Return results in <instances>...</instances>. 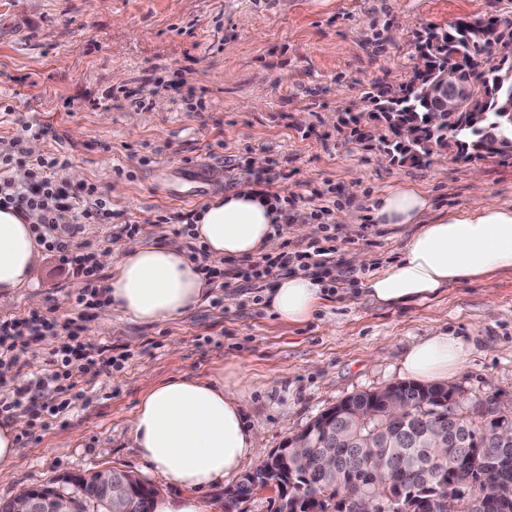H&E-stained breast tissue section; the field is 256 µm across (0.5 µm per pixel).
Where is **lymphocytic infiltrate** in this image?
<instances>
[{"label":"lymphocytic infiltrate","mask_w":512,"mask_h":512,"mask_svg":"<svg viewBox=\"0 0 512 512\" xmlns=\"http://www.w3.org/2000/svg\"><path fill=\"white\" fill-rule=\"evenodd\" d=\"M49 132L46 126L35 128L27 125L21 134L0 147V207H12L36 215V229L47 255L59 258L68 272L80 279L83 285L75 298L76 306H97L104 302L105 288L101 283L100 270L91 254L86 253L80 236L86 225L100 223L110 214L109 200L92 188L78 196L68 195L63 187V173L69 168L70 159L62 152L38 158L33 173L28 174L25 182H15L11 176L12 168L24 163L28 155L27 136L44 137ZM313 267L319 268L321 276H329L336 268L333 250L311 244L303 250L285 252L275 258L256 257L244 269H228L219 273L211 269L207 275L251 281L275 272L285 275ZM56 325V319L38 314L0 320V364L25 366L26 349L38 337L53 335ZM114 363L112 346L107 341L90 352L67 345L51 349L44 369L34 373L29 381L16 384L0 398V412L26 413L38 401L51 412H58L59 407L53 402L55 396L67 394L72 400H79L83 377L92 371H109Z\"/></svg>","instance_id":"obj_1"}]
</instances>
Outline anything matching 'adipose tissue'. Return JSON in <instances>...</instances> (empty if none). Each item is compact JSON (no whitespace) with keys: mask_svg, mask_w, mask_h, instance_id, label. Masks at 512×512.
Instances as JSON below:
<instances>
[{"mask_svg":"<svg viewBox=\"0 0 512 512\" xmlns=\"http://www.w3.org/2000/svg\"><path fill=\"white\" fill-rule=\"evenodd\" d=\"M376 223L414 225L398 259L369 276L365 296L384 306L425 302L451 285L512 271V207L484 203L436 210L431 193L399 183L378 192ZM35 216L0 209V294L28 287L42 247ZM209 257L243 258L279 248L287 228L273 194L244 185L212 196L193 215ZM111 266L106 297L112 311L142 323L174 320L208 292L198 265L178 248L156 243L150 227L101 254ZM323 284L298 272L279 277L265 301L288 324L308 321L322 302ZM471 353L465 337L441 328L413 341L401 366L425 383L460 373ZM248 399L240 381L206 374L179 376L148 389L127 425L148 473L173 480L180 495H159L153 512H211L210 489L259 455L257 435L245 423Z\"/></svg>","mask_w":512,"mask_h":512,"instance_id":"obj_1","label":"adipose tissue"}]
</instances>
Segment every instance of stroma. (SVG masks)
I'll return each mask as SVG.
<instances>
[{"label": "stroma", "mask_w": 512, "mask_h": 512, "mask_svg": "<svg viewBox=\"0 0 512 512\" xmlns=\"http://www.w3.org/2000/svg\"><path fill=\"white\" fill-rule=\"evenodd\" d=\"M492 15L512 17V0H0V143L25 125L51 127L37 153L69 155L65 190L78 195L92 184L111 203L109 223L85 228L92 251L107 252L128 223L152 226L157 243L181 245L171 218L249 184L286 199L282 250L315 241L334 249L341 270L302 324L281 322L263 304L266 280H225L175 321L89 310L77 319L79 342H111L125 363L86 376L82 400L58 415H26L0 501L106 467L179 494L173 481L145 476L128 433L153 385L237 369L249 397L246 424L269 453L347 397L404 381L405 351L438 325L472 345L451 380L464 400L490 396L512 413V271L413 305L379 306L359 290L412 230L373 222L377 191L408 182L430 191L440 209L512 206V158L436 154L418 165L343 122L346 113L372 111L366 94L378 80L412 78L416 32ZM130 90L145 95V108L131 106ZM188 94L201 107L186 109ZM355 256L365 264H352ZM80 289L57 259L41 256L30 286L0 298V320L32 310L77 318Z\"/></svg>", "instance_id": "1"}]
</instances>
